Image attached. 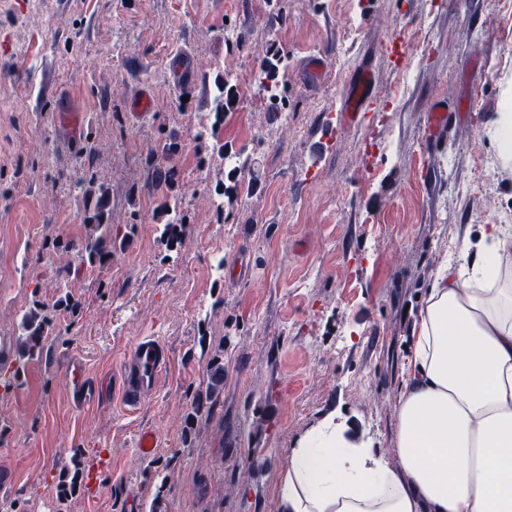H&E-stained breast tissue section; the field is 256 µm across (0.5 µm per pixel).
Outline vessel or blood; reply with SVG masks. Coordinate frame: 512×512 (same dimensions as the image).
I'll return each instance as SVG.
<instances>
[{
	"instance_id": "vessel-or-blood-1",
	"label": "vessel or blood",
	"mask_w": 512,
	"mask_h": 512,
	"mask_svg": "<svg viewBox=\"0 0 512 512\" xmlns=\"http://www.w3.org/2000/svg\"><path fill=\"white\" fill-rule=\"evenodd\" d=\"M372 73L363 71L351 85L345 97L347 118H356L370 103L372 96ZM168 362L166 349L157 340L144 339L133 348L124 364L123 400L130 405L140 403L152 390L159 372ZM73 396L77 402L96 397L99 390L90 381L80 363H71L69 368Z\"/></svg>"
}]
</instances>
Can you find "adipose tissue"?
Wrapping results in <instances>:
<instances>
[{
  "mask_svg": "<svg viewBox=\"0 0 512 512\" xmlns=\"http://www.w3.org/2000/svg\"><path fill=\"white\" fill-rule=\"evenodd\" d=\"M512 226L446 256L396 408L398 467L328 419L292 449L281 512H512Z\"/></svg>",
  "mask_w": 512,
  "mask_h": 512,
  "instance_id": "adipose-tissue-1",
  "label": "adipose tissue"
}]
</instances>
